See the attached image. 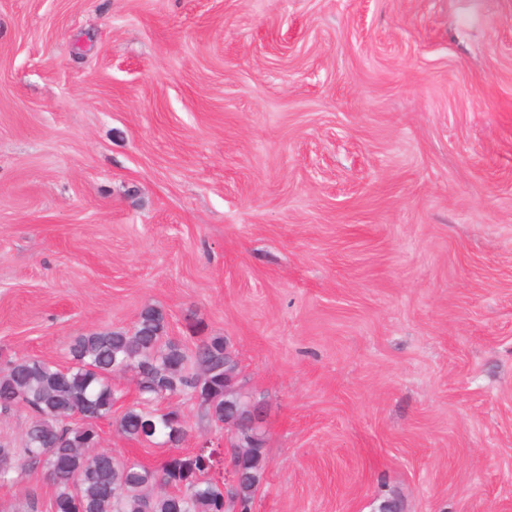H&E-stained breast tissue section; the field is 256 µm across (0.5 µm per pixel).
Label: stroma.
Wrapping results in <instances>:
<instances>
[{
  "mask_svg": "<svg viewBox=\"0 0 512 512\" xmlns=\"http://www.w3.org/2000/svg\"><path fill=\"white\" fill-rule=\"evenodd\" d=\"M148 305L261 401L252 512H512V0H0V362Z\"/></svg>",
  "mask_w": 512,
  "mask_h": 512,
  "instance_id": "obj_1",
  "label": "stroma"
}]
</instances>
